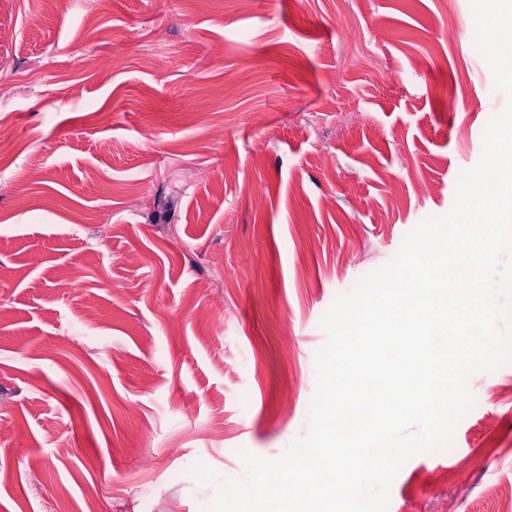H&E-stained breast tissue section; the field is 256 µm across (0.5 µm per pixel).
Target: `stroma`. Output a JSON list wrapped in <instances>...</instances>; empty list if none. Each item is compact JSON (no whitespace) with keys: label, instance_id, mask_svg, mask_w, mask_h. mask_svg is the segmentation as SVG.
I'll use <instances>...</instances> for the list:
<instances>
[{"label":"stroma","instance_id":"stroma-1","mask_svg":"<svg viewBox=\"0 0 512 512\" xmlns=\"http://www.w3.org/2000/svg\"><path fill=\"white\" fill-rule=\"evenodd\" d=\"M474 35L470 0H0V512H206L309 433L324 314L505 106ZM468 386L388 512L512 483V364Z\"/></svg>","mask_w":512,"mask_h":512}]
</instances>
